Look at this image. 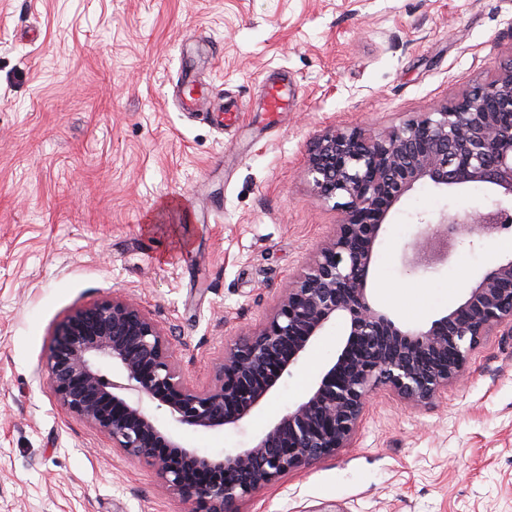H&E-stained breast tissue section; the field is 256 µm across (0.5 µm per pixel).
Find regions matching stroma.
I'll use <instances>...</instances> for the list:
<instances>
[{
	"instance_id": "1",
	"label": "stroma",
	"mask_w": 512,
	"mask_h": 512,
	"mask_svg": "<svg viewBox=\"0 0 512 512\" xmlns=\"http://www.w3.org/2000/svg\"><path fill=\"white\" fill-rule=\"evenodd\" d=\"M186 60L206 92L193 112ZM509 63L512 0H0V512H190L58 405L45 364L59 325L132 299L207 387L339 220L303 177L314 137L399 126ZM273 82L288 90L275 115ZM495 199L423 184L392 209L371 297L397 325H429L512 257V233L462 240L428 271L403 257L420 220ZM345 340L336 319L242 424L177 436L208 455L248 446ZM237 512H512V329L426 407L378 390L346 447Z\"/></svg>"
}]
</instances>
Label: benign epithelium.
<instances>
[{
	"mask_svg": "<svg viewBox=\"0 0 512 512\" xmlns=\"http://www.w3.org/2000/svg\"><path fill=\"white\" fill-rule=\"evenodd\" d=\"M512 64L453 102L373 134L329 127L305 165L314 193L341 221L301 272L282 288L272 313L215 364L212 384L184 382L170 337L130 299L82 308L58 328L47 358L57 403L107 434L112 447L155 470L191 512H236L237 503L349 444L374 390L385 387L411 407L433 402L464 376L471 351L496 326L512 330V258L487 268L463 301L430 326L403 331L368 298L373 245L391 208L417 184L439 190L495 187L485 211L447 208L416 235L412 268L446 261L453 243L512 229ZM349 320L336 362L306 398L256 436L222 455L189 448L149 412L166 408L177 426L216 431L238 426L268 398L327 325ZM112 362L117 379L98 361ZM160 448L174 452L161 455Z\"/></svg>",
	"mask_w": 512,
	"mask_h": 512,
	"instance_id": "7a95c632",
	"label": "benign epithelium"
}]
</instances>
